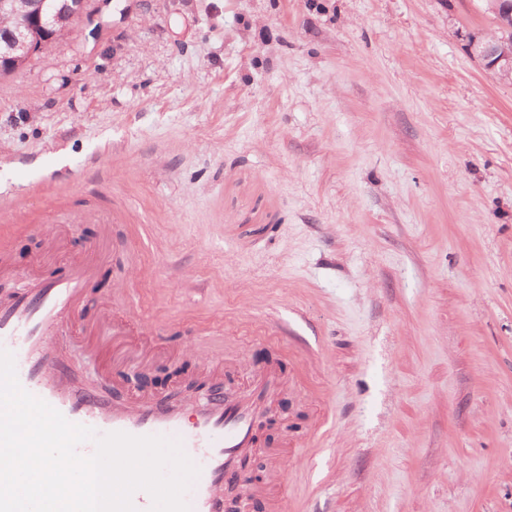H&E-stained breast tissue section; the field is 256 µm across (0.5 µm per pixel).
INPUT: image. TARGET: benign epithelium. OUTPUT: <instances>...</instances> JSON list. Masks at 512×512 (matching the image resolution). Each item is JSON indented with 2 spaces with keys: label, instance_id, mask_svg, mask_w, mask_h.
<instances>
[{
  "label": "benign epithelium",
  "instance_id": "1",
  "mask_svg": "<svg viewBox=\"0 0 512 512\" xmlns=\"http://www.w3.org/2000/svg\"><path fill=\"white\" fill-rule=\"evenodd\" d=\"M88 0H5L0 4L11 15V25L0 23V39L6 43L4 57L6 64H0V74L12 72L24 65L32 56L43 51L58 40L57 32L71 24L79 23L88 15ZM466 40L470 54L485 70L497 77L512 75V47L496 36H478L467 33ZM178 379L185 392L199 393L203 386L186 377L182 370H174L166 379ZM282 418L271 410H263L255 419L257 428L266 432L267 438L280 428ZM242 478L224 490L225 512H249L246 487L257 475L249 468L241 472Z\"/></svg>",
  "mask_w": 512,
  "mask_h": 512
}]
</instances>
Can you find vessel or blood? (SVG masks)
<instances>
[{"label": "vessel or blood", "instance_id": "1", "mask_svg": "<svg viewBox=\"0 0 512 512\" xmlns=\"http://www.w3.org/2000/svg\"><path fill=\"white\" fill-rule=\"evenodd\" d=\"M94 268L76 262L67 277L42 276L36 287L22 286L0 305V349L13 353L18 380L74 424L98 433L162 436L179 440L200 473L185 495L190 512H224V482L255 445L253 421L270 395L268 383L256 384L243 398L210 397L185 423L173 405L136 400L114 406L71 385L54 346L67 316L78 307Z\"/></svg>", "mask_w": 512, "mask_h": 512}]
</instances>
